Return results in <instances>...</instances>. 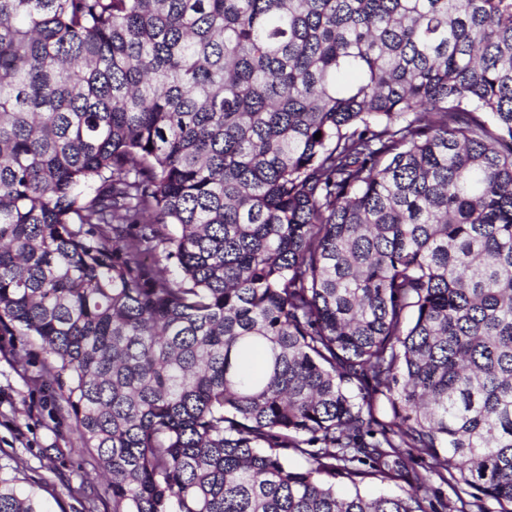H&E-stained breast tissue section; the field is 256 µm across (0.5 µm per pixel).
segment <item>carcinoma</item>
<instances>
[{
	"instance_id": "carcinoma-1",
	"label": "carcinoma",
	"mask_w": 512,
	"mask_h": 512,
	"mask_svg": "<svg viewBox=\"0 0 512 512\" xmlns=\"http://www.w3.org/2000/svg\"><path fill=\"white\" fill-rule=\"evenodd\" d=\"M5 318L112 512H512V0H0ZM405 465L398 471H392L394 478L381 481L373 476L364 478L359 484L361 493L367 496L380 494L399 495L414 486V477L418 475L426 480V512H496L497 503L486 498L473 496L474 490L457 485L447 473L440 476L434 468L432 459L415 448H403Z\"/></svg>"
}]
</instances>
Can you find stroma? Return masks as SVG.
I'll return each instance as SVG.
<instances>
[{"mask_svg": "<svg viewBox=\"0 0 512 512\" xmlns=\"http://www.w3.org/2000/svg\"><path fill=\"white\" fill-rule=\"evenodd\" d=\"M55 360L40 340L10 323L0 324V478L33 492L44 512H112L107 481L95 453L85 448L66 405L47 383ZM393 478L369 476L362 494L399 495L423 477L426 512H497L495 501L440 476L432 459L414 448Z\"/></svg>", "mask_w": 512, "mask_h": 512, "instance_id": "stroma-1", "label": "stroma"}]
</instances>
